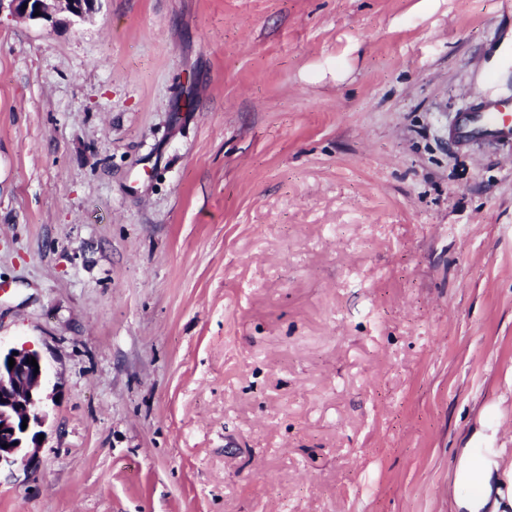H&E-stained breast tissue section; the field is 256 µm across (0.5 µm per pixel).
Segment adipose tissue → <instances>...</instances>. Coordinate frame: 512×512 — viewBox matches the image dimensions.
Segmentation results:
<instances>
[{"instance_id": "1", "label": "adipose tissue", "mask_w": 512, "mask_h": 512, "mask_svg": "<svg viewBox=\"0 0 512 512\" xmlns=\"http://www.w3.org/2000/svg\"><path fill=\"white\" fill-rule=\"evenodd\" d=\"M501 454L498 448L462 449L453 479V512H499L503 503L512 504V484L499 475Z\"/></svg>"}]
</instances>
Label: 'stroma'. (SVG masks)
Masks as SVG:
<instances>
[{"label": "stroma", "mask_w": 512, "mask_h": 512, "mask_svg": "<svg viewBox=\"0 0 512 512\" xmlns=\"http://www.w3.org/2000/svg\"><path fill=\"white\" fill-rule=\"evenodd\" d=\"M501 0L0 11V347L44 359L0 512H451L512 461ZM477 112L488 134L505 141L512 140V123L504 118V107L495 103H487ZM502 451L501 448H462L453 479V512H504L499 511L504 501L512 506L509 475L504 473L506 480H501L499 475ZM465 481L471 492H461L460 485Z\"/></svg>", "instance_id": "1"}]
</instances>
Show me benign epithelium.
<instances>
[{
  "instance_id": "1",
  "label": "benign epithelium",
  "mask_w": 512,
  "mask_h": 512,
  "mask_svg": "<svg viewBox=\"0 0 512 512\" xmlns=\"http://www.w3.org/2000/svg\"><path fill=\"white\" fill-rule=\"evenodd\" d=\"M55 2L57 12L83 19L93 12L96 0H0V10L8 6L10 11L28 20L53 19L49 2ZM40 15H35V12ZM35 358L37 366L27 363ZM14 367H9V359ZM39 373H34V370ZM46 366L36 351L9 350L0 352V467L12 466L19 461L27 464L35 458L39 449V435L45 422L43 384ZM27 427H22V423ZM8 448H3V445Z\"/></svg>"
}]
</instances>
